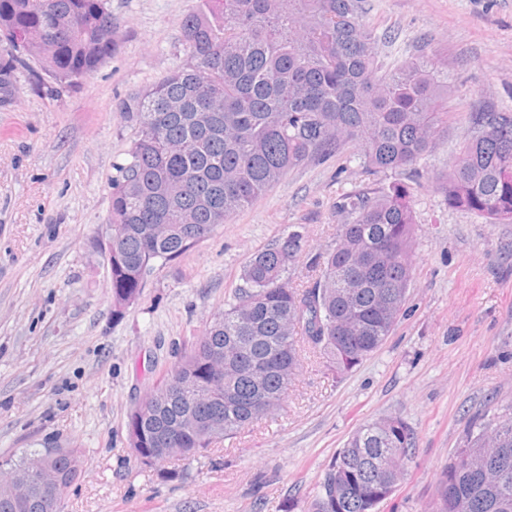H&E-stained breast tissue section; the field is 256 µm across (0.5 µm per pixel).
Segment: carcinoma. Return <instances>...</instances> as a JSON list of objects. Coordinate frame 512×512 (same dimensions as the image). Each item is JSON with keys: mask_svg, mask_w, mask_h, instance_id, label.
<instances>
[{"mask_svg": "<svg viewBox=\"0 0 512 512\" xmlns=\"http://www.w3.org/2000/svg\"><path fill=\"white\" fill-rule=\"evenodd\" d=\"M120 24L107 0H0V89L19 72L69 86L112 57ZM186 62L120 111L137 127L111 183L113 314L138 301L154 267L185 254L292 169L361 147L376 170H418L447 128L452 85L434 56L382 69L363 0H200L182 23ZM448 207L512 223V111L483 98L452 171ZM336 246L303 288L288 275L297 231L258 250L243 285L190 351L127 415L130 448L160 463L201 451L273 414L305 353L348 372L394 329L411 280L414 218L400 185L347 194ZM414 429L362 424L329 464L311 512H377L406 475ZM32 457L0 465V512H61L82 452L47 457L59 492L17 506L11 484ZM439 512H512V404L483 415L440 477Z\"/></svg>", "mask_w": 512, "mask_h": 512, "instance_id": "cac0c4a2", "label": "carcinoma"}]
</instances>
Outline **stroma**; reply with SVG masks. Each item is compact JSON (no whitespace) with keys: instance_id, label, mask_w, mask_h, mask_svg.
<instances>
[{"instance_id":"obj_1","label":"stroma","mask_w":512,"mask_h":512,"mask_svg":"<svg viewBox=\"0 0 512 512\" xmlns=\"http://www.w3.org/2000/svg\"><path fill=\"white\" fill-rule=\"evenodd\" d=\"M393 37L380 60L435 53L449 73L448 130L419 173L375 172L356 144L294 169L183 256L155 267L140 299L112 315L104 249L110 186L134 129L120 104L186 58L197 0H107L117 52L62 88L16 74L0 93V462L78 448L63 512H308L336 453L366 421L397 415L416 433L405 479L378 512H438L440 476L468 428L512 402V224L447 207L450 171L485 94L512 110V0H366ZM399 183L414 211L412 276L379 350L339 373L309 355L270 418L191 463L141 465L129 410L189 352L255 252L295 230L308 260L335 247L344 195Z\"/></svg>"}]
</instances>
